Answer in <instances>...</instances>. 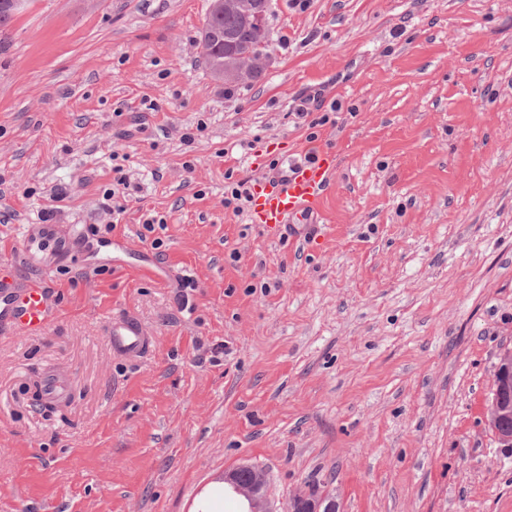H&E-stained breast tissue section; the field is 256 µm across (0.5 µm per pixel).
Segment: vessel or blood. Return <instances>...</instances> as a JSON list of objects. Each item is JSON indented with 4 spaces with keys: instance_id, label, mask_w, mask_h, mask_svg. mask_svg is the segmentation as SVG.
<instances>
[{
    "instance_id": "obj_1",
    "label": "vessel or blood",
    "mask_w": 512,
    "mask_h": 512,
    "mask_svg": "<svg viewBox=\"0 0 512 512\" xmlns=\"http://www.w3.org/2000/svg\"><path fill=\"white\" fill-rule=\"evenodd\" d=\"M335 159L320 151L311 158L291 161L286 173L266 176L252 191L251 223L271 228L316 223L321 214L324 191L332 181ZM74 249L71 235L58 224L29 225L23 252L41 269H50L66 259ZM57 314V306L47 282L41 278L17 282L15 270L0 265V331L37 336ZM113 354L134 360L148 353L153 338L133 314L114 318L108 332ZM69 381L58 371L46 372L40 382L43 401L55 405L64 400Z\"/></svg>"
}]
</instances>
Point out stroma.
<instances>
[{"label":"stroma","mask_w":512,"mask_h":512,"mask_svg":"<svg viewBox=\"0 0 512 512\" xmlns=\"http://www.w3.org/2000/svg\"><path fill=\"white\" fill-rule=\"evenodd\" d=\"M208 5L28 0L0 28V262L36 276L30 224L75 240L50 326L0 333V512H189L242 462L280 507L320 484L343 512H512L485 416L512 348V0H272L242 85L199 62ZM322 148L309 232L225 207L252 159ZM128 311L154 338L134 363L107 337ZM69 380L59 371L46 372L40 382V394L43 401L55 405L67 397Z\"/></svg>","instance_id":"stroma-1"}]
</instances>
